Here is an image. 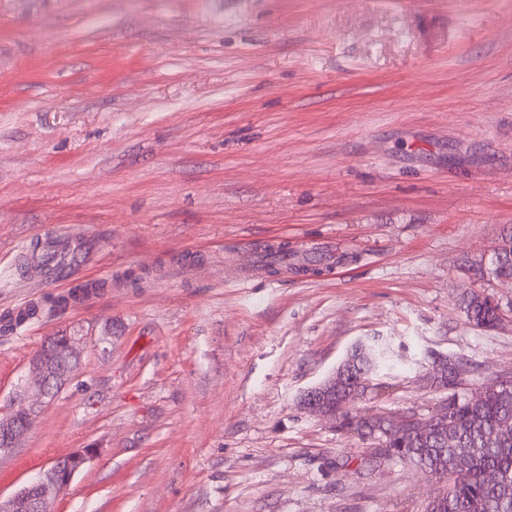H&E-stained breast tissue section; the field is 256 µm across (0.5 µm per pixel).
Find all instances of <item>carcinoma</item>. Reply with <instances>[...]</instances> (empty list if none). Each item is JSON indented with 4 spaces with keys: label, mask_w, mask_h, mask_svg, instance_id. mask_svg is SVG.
I'll list each match as a JSON object with an SVG mask.
<instances>
[{
    "label": "carcinoma",
    "mask_w": 512,
    "mask_h": 512,
    "mask_svg": "<svg viewBox=\"0 0 512 512\" xmlns=\"http://www.w3.org/2000/svg\"><path fill=\"white\" fill-rule=\"evenodd\" d=\"M468 269L488 280H512V234L502 238L488 260L475 261ZM499 301L483 293L463 295L461 310L478 329L493 330L500 324ZM389 347L356 346L343 361L344 387L353 396L369 388L385 389L376 377L387 365ZM462 379L451 378L448 390V422L426 434L406 433L387 442L382 461L409 462L444 477L445 488L427 503L425 512H512V386L504 389L484 384L474 395L459 391ZM341 427L363 439L380 438L386 427L379 415L339 413ZM468 468L455 473L457 460ZM497 481L489 483V473Z\"/></svg>",
    "instance_id": "carcinoma-1"
}]
</instances>
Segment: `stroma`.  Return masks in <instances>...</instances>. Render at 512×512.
<instances>
[{"label": "stroma", "instance_id": "1", "mask_svg": "<svg viewBox=\"0 0 512 512\" xmlns=\"http://www.w3.org/2000/svg\"><path fill=\"white\" fill-rule=\"evenodd\" d=\"M510 231L512 0H0V408L80 341L0 496L91 448L53 512H423L442 482L300 400L360 343V413L430 416L441 355L511 375L512 318L460 310L512 300L462 273ZM279 243L334 263L246 278ZM499 301L483 293L469 291L463 295L461 310L466 320L478 329L493 330L501 323ZM75 344V339L72 336H63L53 353L51 348L48 347V342H46L31 360L30 378L25 391L34 392L40 397H48L51 396L54 389L64 386L69 380L72 369H65L63 365L59 366L57 362L59 355L57 354H60V357L65 356L71 364H76Z\"/></svg>", "mask_w": 512, "mask_h": 512}]
</instances>
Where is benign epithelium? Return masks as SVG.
<instances>
[{
    "label": "benign epithelium",
    "instance_id": "1",
    "mask_svg": "<svg viewBox=\"0 0 512 512\" xmlns=\"http://www.w3.org/2000/svg\"><path fill=\"white\" fill-rule=\"evenodd\" d=\"M64 356L71 363H76L75 339L65 336L59 343L56 351L48 346L38 350L30 367V378L25 391L33 392L40 397H48L53 390L66 384L72 369L64 368L58 364L57 358ZM458 373V367L452 360L439 359L435 361L424 381L427 386L437 388L450 376ZM342 370L336 372L323 383L307 391L303 395L304 407L316 415L323 417H336V409L328 405V398L342 387ZM446 414L438 409L435 414L425 419L414 412H404L386 420L388 430L401 435L407 431L428 432ZM34 420L33 410L21 412L11 411L0 415V452L9 450L32 426ZM94 450L85 448L67 456V462L59 461L54 466L38 473L29 483L8 498L0 496V512H50L49 504L52 499L65 492L74 475L84 467L93 456Z\"/></svg>",
    "mask_w": 512,
    "mask_h": 512
}]
</instances>
